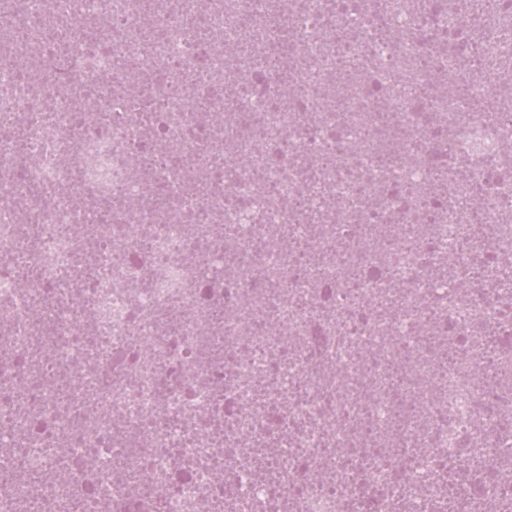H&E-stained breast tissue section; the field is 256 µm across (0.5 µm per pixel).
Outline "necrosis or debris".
<instances>
[{
    "label": "necrosis or debris",
    "mask_w": 512,
    "mask_h": 512,
    "mask_svg": "<svg viewBox=\"0 0 512 512\" xmlns=\"http://www.w3.org/2000/svg\"><path fill=\"white\" fill-rule=\"evenodd\" d=\"M483 4L0 0V512H512Z\"/></svg>",
    "instance_id": "4bbe7bcc"
}]
</instances>
